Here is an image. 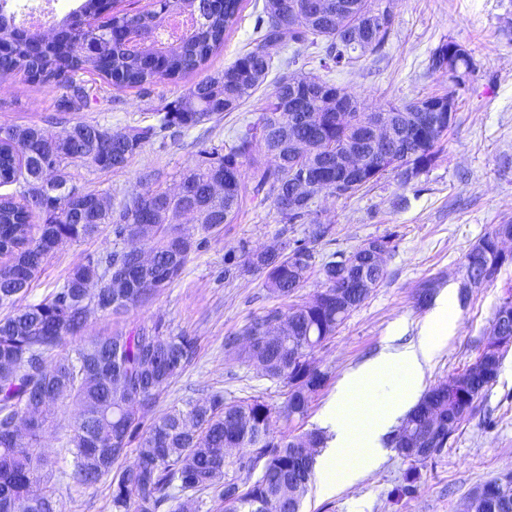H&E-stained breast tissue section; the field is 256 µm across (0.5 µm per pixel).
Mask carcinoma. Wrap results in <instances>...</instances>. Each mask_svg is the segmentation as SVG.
Returning a JSON list of instances; mask_svg holds the SVG:
<instances>
[{
    "label": "carcinoma",
    "mask_w": 512,
    "mask_h": 512,
    "mask_svg": "<svg viewBox=\"0 0 512 512\" xmlns=\"http://www.w3.org/2000/svg\"><path fill=\"white\" fill-rule=\"evenodd\" d=\"M310 0H265L255 21L260 39L254 48L238 55L223 71L207 76L171 103L157 124L131 126L111 134L97 122L73 121L66 114L93 100L92 89L76 83L74 76L91 74L103 84L119 88L153 85L163 79L176 81L199 70L224 46V35L238 23L242 0H154L151 9L115 13L110 22L96 25L92 19L106 7L104 0H83L79 9L59 20L54 31L22 26L0 0V29L14 32L0 50V79L22 73L34 81L70 78V95L58 104L55 123L61 130L49 136L38 125L0 127V512H60L51 486L48 458L39 448L41 429L59 403L79 408L66 438L73 455L71 483L95 487L109 481L112 512H190L211 500L219 512H270L288 486V512H301L314 457L324 447L322 431L288 432V425L305 417L310 399L326 384L329 375L315 353L335 335L349 315L363 304L351 298L336 304V291L354 290L360 272L382 282L385 269L369 262V249L382 245L394 250L393 236L373 239L352 251L335 252L321 262L318 245L330 233L327 224L314 222L302 239L282 240L279 247L260 253L242 251L238 267L259 273L263 287L282 301L251 318L237 334L224 338V353L231 361L249 363L257 356L265 363L266 379L287 387L285 399L272 405L260 397L226 399L219 393L188 398L144 423L161 393L186 369L195 356L194 338L172 334L161 321L123 332L86 336L89 314L99 311L122 314L134 310L168 287L183 272L191 255L209 237H217L231 224L244 203V168H252L253 197H273L282 224H296L310 214L312 202L292 212L288 195L303 170L336 184V152L349 141L360 143L365 170L347 178L341 193L351 197L387 174L407 185L436 160L442 138L451 121L426 129L404 126L403 114L421 104L448 106L453 93L411 102L390 103L384 109L392 128L390 154L379 152L366 141L361 123L365 113L358 100L338 92L330 82L337 68H350L380 50L391 32L392 15L370 29L369 15L383 10L382 0H324L319 11ZM191 18L192 26L168 40L161 31L168 17ZM134 33V46L117 38ZM364 39L353 45L354 34ZM321 47L318 70L305 73L299 60L310 47ZM293 48L286 59L290 71L275 82L256 122L239 131L227 149L213 146L199 151L195 163L179 174L185 194L153 188V174L144 171L142 193L123 198L117 205L106 202L96 190L70 184L67 167L80 160L88 167L124 172L143 146L159 133L188 131L237 110L265 82L272 57ZM112 135L108 151L89 154L81 140ZM309 140L318 148L317 161L288 148V135ZM261 146L271 164L254 158ZM53 177L37 193L33 188L44 171ZM220 183L221 192L213 191ZM153 223L140 224L144 212ZM186 219L168 222L170 215ZM112 228V248L88 256L75 265L63 282L42 300L20 304L33 288L44 261L61 245L97 235ZM512 232V224H497L469 250L462 268L486 272L494 278L512 262L497 247L498 236ZM153 255L144 265L139 252ZM319 268L321 281L302 303H288L304 287L308 273ZM125 270L129 280L122 288L108 287L113 272ZM96 293H86V287ZM283 320L287 337L276 343L256 342L240 348L242 336H263L266 326ZM470 364L442 381L446 392L437 397V408L451 421L436 445L438 455L448 447L462 421L473 414L475 402L496 379L497 372H472ZM418 407L401 420L393 438L419 435ZM32 424L16 435V422ZM138 442L137 458L125 463L132 442ZM313 448V459L303 455L302 444ZM234 448L232 455L226 449ZM260 476L250 481V475ZM507 507L493 502L477 512H512V477L495 480Z\"/></svg>",
    "instance_id": "obj_1"
}]
</instances>
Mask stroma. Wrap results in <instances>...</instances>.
<instances>
[{
	"mask_svg": "<svg viewBox=\"0 0 512 512\" xmlns=\"http://www.w3.org/2000/svg\"><path fill=\"white\" fill-rule=\"evenodd\" d=\"M264 3L244 0L238 24L227 32L223 48L204 71L144 89L109 88L89 108L76 112V119L98 122L115 133L156 124L158 112L193 82L222 71L253 46L254 19ZM449 41L462 45L473 57L474 70L459 88L452 86L447 72L429 68L433 52ZM284 71L281 57H274L265 82L238 111L186 133H166L164 146L146 143L125 172L94 171L83 162L72 163L68 168L72 184L111 191L117 202L141 192L138 175L150 168L158 173L160 187L174 189L180 171L199 150L231 146L235 130L257 120L264 99ZM331 79L355 95L368 112L448 91L455 94L456 112L436 161L410 185L390 174L352 197L322 193L315 199L314 220L332 227L329 241L318 247L320 255L349 252L387 235L393 236L395 248L385 256L383 282L316 351L330 379L313 394L306 417L294 422L299 431L325 429V408L346 372L386 344L417 342L421 330L430 327L432 308H418L415 300L421 281L438 276L444 287L458 291L466 253L494 225L512 221V0H393L392 31L379 52L353 69L333 72ZM66 91V82L31 83L21 74L0 82V126L36 124L57 134L59 127L50 117ZM399 195L406 196L408 204L396 210L391 201ZM281 231L273 203L257 207L245 200L235 223L209 239L168 288L121 316L93 312L87 335L130 331L159 320L174 332L196 338L194 361L159 396L156 411L181 404L198 389L228 399L260 396L281 403L283 386L266 380L252 366L224 358L225 337L277 304L259 275L241 274L237 265L225 263L224 255L275 247ZM112 239L105 227L93 238L59 247L43 265L26 302L41 300L76 263L109 249ZM510 290L512 264L508 263L492 283L464 296L457 294L454 334L441 343L429 363L425 386L448 379L477 358L494 314ZM75 414L74 404L60 405L53 426L42 436L46 454L56 462L55 497L61 512H112L107 483L82 488L66 477L71 456L65 437ZM409 467L394 448H387L381 466L357 485L331 496L309 490L302 512H464L477 487L512 473V348L504 353L498 376L478 400L473 416L440 456L419 465L415 492L393 498L392 490L402 484Z\"/></svg>",
	"mask_w": 512,
	"mask_h": 512,
	"instance_id": "1",
	"label": "stroma"
}]
</instances>
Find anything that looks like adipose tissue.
<instances>
[{
	"mask_svg": "<svg viewBox=\"0 0 512 512\" xmlns=\"http://www.w3.org/2000/svg\"><path fill=\"white\" fill-rule=\"evenodd\" d=\"M436 348V340L427 334L415 344L388 345L343 376L326 413L333 439L320 460L318 482L322 492H332L340 483L353 486L379 465L381 439L415 402ZM384 386L389 395L383 403L364 412L351 411L359 393Z\"/></svg>",
	"mask_w": 512,
	"mask_h": 512,
	"instance_id": "obj_1",
	"label": "adipose tissue"
}]
</instances>
